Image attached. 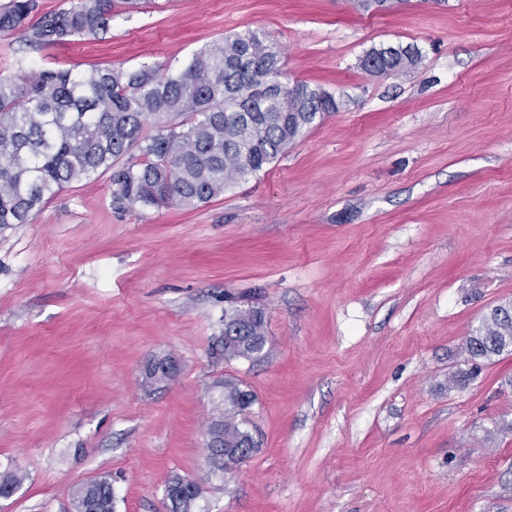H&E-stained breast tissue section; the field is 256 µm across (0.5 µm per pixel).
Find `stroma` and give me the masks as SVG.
I'll use <instances>...</instances> for the list:
<instances>
[{"label":"stroma","instance_id":"obj_1","mask_svg":"<svg viewBox=\"0 0 512 512\" xmlns=\"http://www.w3.org/2000/svg\"><path fill=\"white\" fill-rule=\"evenodd\" d=\"M249 31L282 82L347 107L196 208L114 210L104 173L0 227V472L26 475L0 512H73L101 475L115 512H169L176 475L194 512H512V353L464 350L512 301V0H143L98 36L0 32V72L165 75ZM398 44L417 68H361ZM238 301L266 312L255 362L216 346ZM168 354L178 377L146 386ZM227 377L259 448L221 478L205 432ZM404 53L392 54L386 47H373L362 60L363 69L379 77L399 76L416 68L422 61V54L414 45L404 46ZM174 477L168 482L166 489L167 500L171 512H191L201 490L195 481Z\"/></svg>","mask_w":512,"mask_h":512}]
</instances>
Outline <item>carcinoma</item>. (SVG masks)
Returning a JSON list of instances; mask_svg holds the SVG:
<instances>
[{
    "label": "carcinoma",
    "instance_id": "carcinoma-1",
    "mask_svg": "<svg viewBox=\"0 0 512 512\" xmlns=\"http://www.w3.org/2000/svg\"><path fill=\"white\" fill-rule=\"evenodd\" d=\"M139 0H78L28 24L36 0H7L0 6V31H20L28 42L50 45L67 36L95 35L109 28L116 3ZM393 0H356L359 11L380 14ZM422 54L413 45L392 54L373 47L363 69L379 77L416 68ZM280 52L263 33L227 37L196 52L174 73L150 68H97L74 73L42 69L0 74V226L25 224L31 214L66 185L110 174L112 206L195 208L261 171L305 131L342 102L307 82L280 80ZM155 133H145L149 121ZM138 151V160L122 159ZM224 358L259 360L265 355L264 316H239L224 323ZM472 361L490 362L512 351V319L492 310L466 337ZM224 417L217 436L245 463L258 447L246 428L238 379H224ZM18 470L0 474V498L22 484ZM170 512H191L201 490L194 481L168 482ZM74 512H114L112 481L101 476L77 487Z\"/></svg>",
    "mask_w": 512,
    "mask_h": 512
}]
</instances>
